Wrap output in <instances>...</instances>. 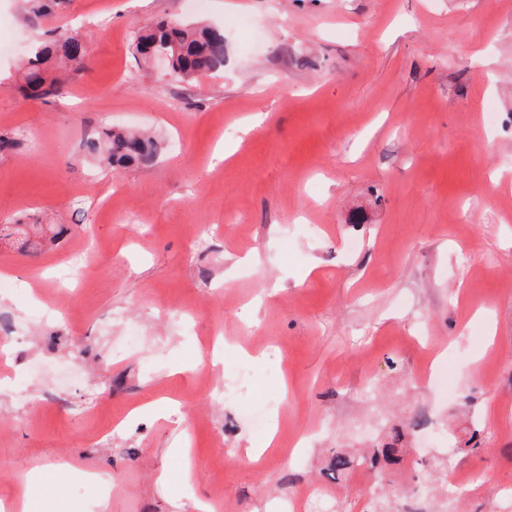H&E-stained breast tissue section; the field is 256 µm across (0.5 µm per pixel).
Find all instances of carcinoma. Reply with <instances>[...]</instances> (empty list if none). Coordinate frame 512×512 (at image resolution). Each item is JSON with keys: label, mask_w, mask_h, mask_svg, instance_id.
<instances>
[{"label": "carcinoma", "mask_w": 512, "mask_h": 512, "mask_svg": "<svg viewBox=\"0 0 512 512\" xmlns=\"http://www.w3.org/2000/svg\"><path fill=\"white\" fill-rule=\"evenodd\" d=\"M137 53L148 58L146 49L156 46L167 51L169 71L173 77L183 81L207 75L224 69V35L208 26L184 25L174 20H160L153 27L136 37L134 41ZM81 40L72 29L63 28L53 34V38L40 45L27 62V71L23 77L21 91L26 95L39 98H58L64 94L65 81L47 75V64L56 61L80 68L83 57L80 54ZM82 152L86 156L98 159L113 169L127 168L133 165L151 163L158 150L157 141L151 136L135 130L107 127L96 137L83 141ZM39 224L26 230L19 224H0V242L19 243L15 235L29 237V232H44ZM402 441L401 433H396L394 442L374 450L370 461L383 466L382 460L399 461L403 449L397 447ZM358 457L336 452L331 467L336 477H342L351 471Z\"/></svg>", "instance_id": "1"}]
</instances>
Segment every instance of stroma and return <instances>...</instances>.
Returning a JSON list of instances; mask_svg holds the SVG:
<instances>
[{"instance_id":"obj_1","label":"stroma","mask_w":512,"mask_h":512,"mask_svg":"<svg viewBox=\"0 0 512 512\" xmlns=\"http://www.w3.org/2000/svg\"><path fill=\"white\" fill-rule=\"evenodd\" d=\"M161 18L221 31L223 70L144 62L134 40ZM58 26L83 66L61 98H23ZM108 124L150 129L156 163L80 158ZM0 135V221L70 227L34 257L0 243V512H289L336 449L397 425L402 467L348 473L324 512L381 491L416 512L430 427L479 475L460 512H512V0H0ZM81 250L82 282L60 285ZM218 339L249 377L194 366ZM433 361L452 399L421 382Z\"/></svg>"}]
</instances>
